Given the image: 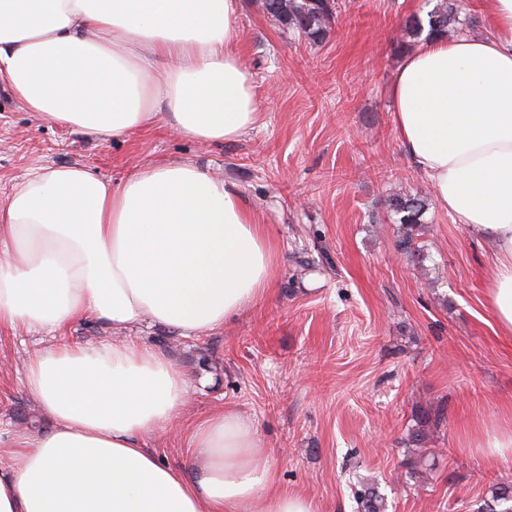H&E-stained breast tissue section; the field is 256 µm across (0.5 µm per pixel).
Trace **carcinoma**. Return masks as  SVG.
I'll return each instance as SVG.
<instances>
[{
	"label": "carcinoma",
	"mask_w": 512,
	"mask_h": 512,
	"mask_svg": "<svg viewBox=\"0 0 512 512\" xmlns=\"http://www.w3.org/2000/svg\"><path fill=\"white\" fill-rule=\"evenodd\" d=\"M264 14L282 27L298 33L299 37L318 42L324 40L335 20L337 0H262ZM468 18L461 16V0H436L425 16L414 15L406 20L403 34L413 39L451 38L459 33ZM385 209L393 221L400 225L397 249L415 258L425 246L415 241L414 232L423 224L427 210L426 199L420 195L399 193L385 199ZM445 419L444 407L422 410L418 415L419 428L411 437L414 445L425 440L423 431L439 427ZM493 504L487 512H512V484L500 483L491 492ZM506 508L497 510V507ZM387 504L375 483L362 486L356 497V512H386Z\"/></svg>",
	"instance_id": "1"
}]
</instances>
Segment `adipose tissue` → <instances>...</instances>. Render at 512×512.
Returning a JSON list of instances; mask_svg holds the SVG:
<instances>
[{
  "instance_id": "1",
  "label": "adipose tissue",
  "mask_w": 512,
  "mask_h": 512,
  "mask_svg": "<svg viewBox=\"0 0 512 512\" xmlns=\"http://www.w3.org/2000/svg\"><path fill=\"white\" fill-rule=\"evenodd\" d=\"M490 35L434 38L388 88L398 139L438 209L495 246L488 281L512 335V0H485ZM237 0H0V86L42 121L102 141L154 123L209 145L255 127L252 72L233 45ZM272 243L239 188L186 163L118 180L36 166L0 196V325L62 331L87 316L96 346L29 357L52 427L0 430V512H316L280 488L254 422L199 420L186 466L148 443L180 418L187 382L128 331L191 336L265 296Z\"/></svg>"
}]
</instances>
